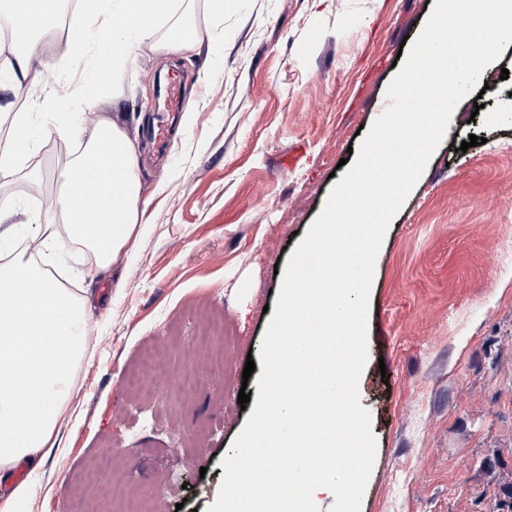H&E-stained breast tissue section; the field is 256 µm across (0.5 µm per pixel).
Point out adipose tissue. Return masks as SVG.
Listing matches in <instances>:
<instances>
[{"label":"adipose tissue","instance_id":"1","mask_svg":"<svg viewBox=\"0 0 512 512\" xmlns=\"http://www.w3.org/2000/svg\"><path fill=\"white\" fill-rule=\"evenodd\" d=\"M7 17L24 15L26 27L12 37L14 60L7 83L15 95L32 98L43 91L42 109L77 110L78 150L60 173V219L29 225L27 239L44 254L59 235L74 239L90 253L99 276L108 275L141 222L140 180L135 147L111 118L94 110L98 89L111 69L119 68L144 42L176 52L203 42L193 27L157 39L161 21L176 13L173 0H78L66 41L54 42L63 12L62 0H50V17L42 19L32 0H6ZM92 53L93 67L79 80L46 88L43 73L64 57ZM33 106L0 114V175H36L39 144L33 139ZM98 185L94 222L85 224L76 209L82 183ZM88 297L76 296L25 253L0 264V470L19 461L39 467L68 397L74 365L86 353Z\"/></svg>","mask_w":512,"mask_h":512}]
</instances>
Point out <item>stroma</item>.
<instances>
[{
	"label": "stroma",
	"instance_id": "stroma-1",
	"mask_svg": "<svg viewBox=\"0 0 512 512\" xmlns=\"http://www.w3.org/2000/svg\"><path fill=\"white\" fill-rule=\"evenodd\" d=\"M435 0H194L201 48L165 54L145 43L101 85L97 111L123 125L139 154L140 232L109 276L65 237L49 269L90 289L91 347L44 463L19 512H207L221 461L258 394L243 378L259 356L281 275L322 211L339 161L354 164L359 128L385 111L401 43L417 38ZM182 81L179 131L158 154L147 127L155 80ZM455 108L442 144L391 221L369 297L360 404L376 459L361 512H512V98ZM42 189L0 176L17 205L16 236L58 217L62 152L74 129L39 121ZM482 145L460 152L469 136ZM223 310L225 368L191 344L198 303ZM161 349L159 382L131 389L145 351ZM250 394L239 405V392Z\"/></svg>",
	"mask_w": 512,
	"mask_h": 512
}]
</instances>
